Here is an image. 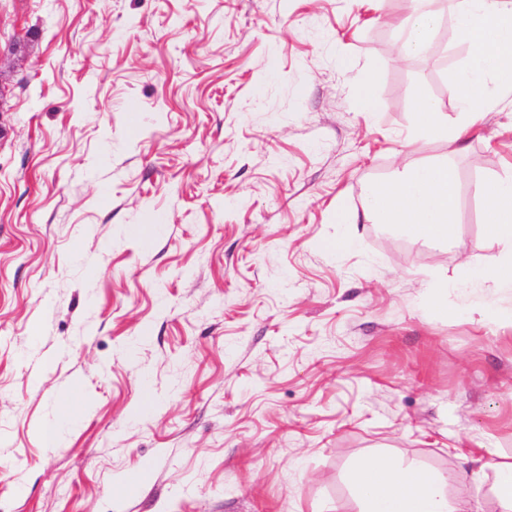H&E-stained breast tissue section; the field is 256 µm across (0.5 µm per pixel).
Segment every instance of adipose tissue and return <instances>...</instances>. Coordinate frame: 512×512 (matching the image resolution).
Masks as SVG:
<instances>
[{"mask_svg": "<svg viewBox=\"0 0 512 512\" xmlns=\"http://www.w3.org/2000/svg\"><path fill=\"white\" fill-rule=\"evenodd\" d=\"M459 32L469 42L471 65L460 71L448 87L463 114L466 127L483 123L496 106H512V0H448ZM438 18L421 8L408 19L398 48L400 58L424 53ZM455 181L446 164L418 168L387 188L369 187L368 214L381 224H397L409 233L437 241L455 237L452 213ZM494 230L506 247L502 265L490 271L497 287L512 289V173L497 179L486 195ZM353 480L364 512H465L463 504L448 496L447 479L401 469L370 456L357 465Z\"/></svg>", "mask_w": 512, "mask_h": 512, "instance_id": "ef3b65f1", "label": "adipose tissue"}]
</instances>
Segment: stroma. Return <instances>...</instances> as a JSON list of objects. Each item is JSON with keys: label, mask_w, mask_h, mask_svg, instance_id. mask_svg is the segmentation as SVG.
I'll return each mask as SVG.
<instances>
[{"label": "stroma", "mask_w": 512, "mask_h": 512, "mask_svg": "<svg viewBox=\"0 0 512 512\" xmlns=\"http://www.w3.org/2000/svg\"><path fill=\"white\" fill-rule=\"evenodd\" d=\"M415 7L0 0V512H360L371 454L503 512L467 475L512 462V290L466 276L512 110L452 152L470 47L447 13L398 61ZM434 162L454 241L364 219Z\"/></svg>", "instance_id": "1"}]
</instances>
